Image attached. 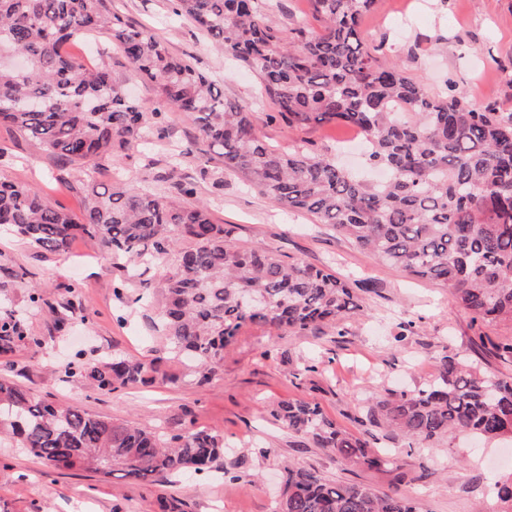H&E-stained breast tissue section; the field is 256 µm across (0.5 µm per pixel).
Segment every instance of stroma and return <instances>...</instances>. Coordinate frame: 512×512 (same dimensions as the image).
Here are the masks:
<instances>
[{
	"label": "stroma",
	"mask_w": 512,
	"mask_h": 512,
	"mask_svg": "<svg viewBox=\"0 0 512 512\" xmlns=\"http://www.w3.org/2000/svg\"><path fill=\"white\" fill-rule=\"evenodd\" d=\"M405 0H378L364 21L362 36L379 47L380 61H401L411 77L429 91L456 84L470 101L512 112V0H415L404 31L394 18ZM135 24L151 28L171 52L190 58L254 114L264 139L282 150L308 142L317 152L359 168L362 155L343 140L332 123L286 128L269 122L270 105L260 104L257 77L230 60L188 21L176 17L168 0H113ZM166 139L121 152L79 170L50 158L35 142L0 126V177L46 189L65 210H83L81 188L87 180L109 179L139 186L154 184L166 173L170 153L185 148L196 134L181 112L165 115ZM197 157H186L176 178L194 183L196 197L206 202L218 224L238 225V242L265 244L289 260L325 267L355 282L363 311L344 322V336L329 329L289 333L252 326L224 351V367L205 388H197L183 367L164 359L154 328V314L145 304H128L114 294L124 286L136 295L154 288L166 264L125 279L92 240H75L70 253H46L0 230V310L23 316L28 335L42 345H18L8 359L7 376L38 396L64 406L138 427L176 433L187 427L223 437V458L205 474L182 473L147 486L75 470H59L20 449L0 444V512H29L31 505L48 512H155L156 500L174 496L189 500L194 512H274V495L284 463L294 462L329 480L366 484L388 490L389 473L351 465L328 451L300 441L281 423L264 414L265 404L279 399L312 400L337 427L353 434L369 432L367 408L375 393L412 390L437 373L442 353H467L490 375L512 378V362L495 358L480 343L487 336L512 338V325L472 323L435 283L402 268L379 262L330 226L305 213L271 205L240 176L201 175ZM23 268L25 281L13 278ZM57 304L79 294L85 310H72L67 326L59 317L34 310L33 291ZM412 321L413 333L394 341L399 323ZM159 359L160 368L177 382H157L146 389L112 393L94 390L70 376L71 366L94 363L113 354ZM377 448L392 451L407 474L400 490L418 512H505L493 495L496 481L512 474V441H480L467 437L434 448L406 450L401 436L381 437ZM252 474V484L234 481V474Z\"/></svg>",
	"instance_id": "35a3bbf8"
}]
</instances>
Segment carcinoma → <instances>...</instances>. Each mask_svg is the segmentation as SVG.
<instances>
[{
    "label": "carcinoma",
    "instance_id": "carcinoma-1",
    "mask_svg": "<svg viewBox=\"0 0 512 512\" xmlns=\"http://www.w3.org/2000/svg\"><path fill=\"white\" fill-rule=\"evenodd\" d=\"M172 13L248 67L288 128L313 122L357 126L372 181L308 146L283 151L258 134L252 114L224 95L190 60L112 8V0H0V122L76 169L166 137L163 111L189 114L196 153L219 174L247 179L274 206L304 212L378 260L443 288L473 320L512 323V112L477 107L448 84L432 93L399 62L381 64L361 38L377 0H308V20L276 19L274 0H173ZM101 34L120 45L133 77L156 87L148 105L124 93L108 67L90 68L63 51L72 38ZM155 189L84 186L77 217L29 183L0 179V227L50 253L78 237L97 241L135 272L172 259L152 301L164 351L192 363L204 388L224 349L250 325L306 332L332 328L363 310L354 290L316 265L287 261L264 245L237 244L236 226L213 222L190 182ZM186 246L179 247L180 242ZM32 348L24 319L0 311V352ZM80 375L103 391L167 377L158 361L114 356ZM295 437L341 459L407 477L398 459L336 426L314 401L265 407ZM370 426L433 448L462 434L512 437V378L487 375L463 356L443 354L437 378L374 399ZM52 467L114 471L135 484L204 473L224 455V438L189 427L166 435L73 406L56 405L0 379V440ZM275 512H417L396 490L328 480L283 467Z\"/></svg>",
    "mask_w": 512,
    "mask_h": 512
}]
</instances>
